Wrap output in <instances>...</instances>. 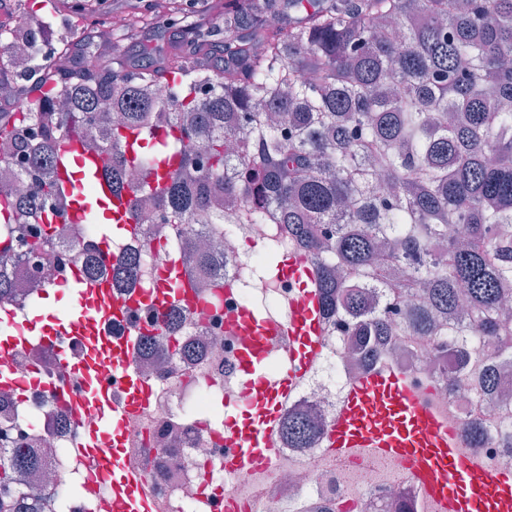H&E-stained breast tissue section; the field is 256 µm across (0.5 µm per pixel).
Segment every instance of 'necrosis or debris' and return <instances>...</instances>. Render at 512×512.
<instances>
[{"label": "necrosis or debris", "mask_w": 512, "mask_h": 512, "mask_svg": "<svg viewBox=\"0 0 512 512\" xmlns=\"http://www.w3.org/2000/svg\"><path fill=\"white\" fill-rule=\"evenodd\" d=\"M57 230L66 246L58 250L56 261L38 268L30 263L21 267L19 296L11 304L18 319H25L30 312L29 295L65 285L78 270L72 247L79 237L77 226L63 221ZM180 239L181 232L174 225L144 224L137 238L112 242L101 255L99 271L111 276L119 257L137 251L142 255L137 277L121 285L119 292L129 295L152 288L161 269V256L178 246ZM273 239L278 240L281 252L305 258L310 271H317L313 254L288 237L283 225H237L235 233L224 239L227 292L220 294L218 301H200L185 314L182 324L183 342L200 339L207 342V350L194 360L164 348L138 351L133 356L134 369L150 399L126 423L124 445L130 462L145 472L158 512H216L225 505L233 512H427L402 463H338L324 456L322 445L293 448L276 432L270 437L271 457L225 472L229 450L224 445V427L212 406L219 401H241L244 389L237 368L244 339L228 330L225 320L252 301L263 303L267 321H287L297 293L281 274L260 276L254 272L262 251ZM411 305V300L403 299L389 309L396 348L382 351L376 359L354 350L335 319L326 320L322 353L281 402V415L303 407L323 425H330L346 386L373 369L389 367L407 377L423 402L447 421L466 453L480 459L489 474L512 470V448L506 447L498 434L499 424L512 419V359L499 361L498 390L490 401L478 404L452 397L448 386L454 379L470 383L474 376L464 372L453 377L433 360L429 338L402 335ZM13 364L19 373L32 371L44 380L43 385L21 393L0 391V400L6 405L0 422L16 433L33 435L49 464L47 474L29 478L26 490L41 492L51 484L58 492L67 493L65 512H100L102 483L73 449L78 432L62 392L65 368L36 346L17 354ZM37 417L46 424L39 434L33 433L31 425ZM475 420L488 429L487 438L478 446L467 436V428Z\"/></svg>", "instance_id": "obj_1"}]
</instances>
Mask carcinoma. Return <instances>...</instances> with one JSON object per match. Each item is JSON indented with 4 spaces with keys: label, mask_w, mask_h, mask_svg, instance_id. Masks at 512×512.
<instances>
[{
    "label": "carcinoma",
    "mask_w": 512,
    "mask_h": 512,
    "mask_svg": "<svg viewBox=\"0 0 512 512\" xmlns=\"http://www.w3.org/2000/svg\"><path fill=\"white\" fill-rule=\"evenodd\" d=\"M288 23L269 26L259 0L224 4V66L208 61L210 34L191 50L139 71L84 72L40 56L42 34H14L0 53L41 59L25 89L33 107L0 118V165L27 185L0 195V304L17 297L22 258L56 251V221L69 196L58 165L67 142L112 154L101 172L127 198L115 224L139 234L149 206L162 224L225 225L224 201L241 221L284 224L330 274L316 285L322 315L335 312L364 341L385 335L382 306L421 295L406 331L430 338L439 359L477 367L512 357V0H283ZM318 224L332 230L315 233ZM192 232L171 261L199 292L224 287V256L192 252ZM98 279L99 249L74 254ZM139 262L124 256L118 281ZM183 305L162 314L161 342L175 354ZM496 389L487 365L474 398ZM293 448L320 439L318 418L279 419ZM46 470L30 441H0V504L51 512L55 496L23 489Z\"/></svg>",
    "instance_id": "obj_1"
}]
</instances>
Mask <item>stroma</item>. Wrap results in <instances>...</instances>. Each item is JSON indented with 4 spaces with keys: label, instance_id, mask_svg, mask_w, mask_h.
I'll use <instances>...</instances> for the list:
<instances>
[{
    "label": "stroma",
    "instance_id": "35a3bbf8",
    "mask_svg": "<svg viewBox=\"0 0 512 512\" xmlns=\"http://www.w3.org/2000/svg\"><path fill=\"white\" fill-rule=\"evenodd\" d=\"M176 0H84L74 13L75 0H45L46 7L32 13V0H0V26L13 31L42 28L52 46L66 49L67 66L83 69L97 58L109 69L132 70L157 65L169 53L185 49L186 33L164 25ZM197 29L212 33L210 52L224 61V0H177ZM31 63L21 55L0 63V112L28 109L24 95Z\"/></svg>",
    "mask_w": 512,
    "mask_h": 512
}]
</instances>
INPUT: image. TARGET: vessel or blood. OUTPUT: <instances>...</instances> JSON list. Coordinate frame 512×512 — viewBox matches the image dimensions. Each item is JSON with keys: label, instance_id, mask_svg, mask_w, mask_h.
<instances>
[{"label": "vessel or blood", "instance_id": "b4317fda", "mask_svg": "<svg viewBox=\"0 0 512 512\" xmlns=\"http://www.w3.org/2000/svg\"><path fill=\"white\" fill-rule=\"evenodd\" d=\"M78 172H63L64 181L88 180L98 199L111 212L125 204L112 194L101 176L99 156H83L76 144L64 147ZM285 270L299 288L288 320L268 323L240 313L238 327L246 336L238 369L246 381L245 411L226 423L235 455L230 467L249 464L270 454L269 435L279 418V404L322 351V314L317 292L309 285V270L289 262ZM73 299L68 311L54 317L39 334L19 326L14 311L0 307V324L8 333L0 340V388L19 387L26 380L12 367L15 354L38 345L66 365L75 390L73 407L80 456L103 472L108 494L103 512H157L141 469L131 464L121 433L131 416V403L148 391L134 373L133 338H118L114 327L128 324L137 305L118 296L106 281H70ZM187 281L166 279L143 293L138 305L161 310L182 298ZM287 339L292 364L278 388L268 387L261 370L275 338ZM79 340L90 359L72 362L68 342ZM324 452L336 458L371 457L380 461L407 460L429 512H512V472L488 476L485 466L465 455L440 415L427 407L401 373L386 368L370 371L346 388L333 418Z\"/></svg>", "mask_w": 512, "mask_h": 512}]
</instances>
